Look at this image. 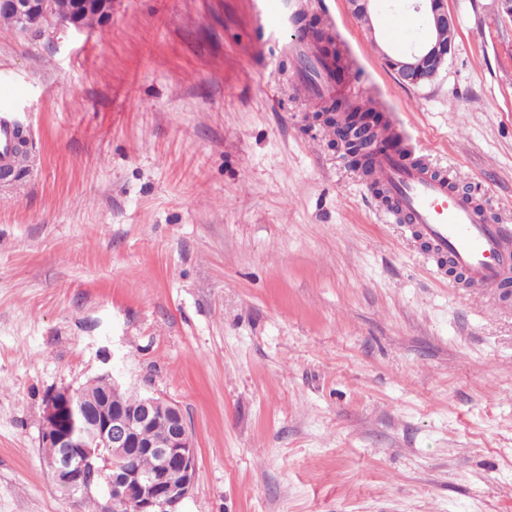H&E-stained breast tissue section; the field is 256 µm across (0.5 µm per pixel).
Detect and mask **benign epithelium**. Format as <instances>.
I'll return each mask as SVG.
<instances>
[{"instance_id":"obj_1","label":"benign epithelium","mask_w":512,"mask_h":512,"mask_svg":"<svg viewBox=\"0 0 512 512\" xmlns=\"http://www.w3.org/2000/svg\"><path fill=\"white\" fill-rule=\"evenodd\" d=\"M351 13L373 29V0H347ZM413 9L426 23V35L406 49L384 54L386 65L401 82L420 86L433 81L447 63L455 42V20L445 0H412ZM112 14V0H0V20L20 34L44 33L54 28L77 31L99 24ZM318 117L339 129L336 143L351 152L364 153L370 144L374 121L365 116L346 126L345 114L330 107ZM121 384L109 375L73 389L63 387L44 399L40 440L57 448L45 458L51 480L71 496L96 492L101 512H180L194 488L197 453L192 433L180 405L156 395H145L137 407L112 405ZM164 424L151 441L140 432ZM155 457L148 473L136 466L140 449Z\"/></svg>"}]
</instances>
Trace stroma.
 <instances>
[{"label": "stroma", "mask_w": 512, "mask_h": 512, "mask_svg": "<svg viewBox=\"0 0 512 512\" xmlns=\"http://www.w3.org/2000/svg\"><path fill=\"white\" fill-rule=\"evenodd\" d=\"M350 68L305 92L249 0H112L105 24L0 23L30 171L0 182V512H92L39 432L51 390L106 373L183 409L182 512H512V302L436 276L314 113L384 100L430 167L512 225V19L448 0L429 84L383 54L424 36L376 0H296ZM406 18L392 39L390 17Z\"/></svg>", "instance_id": "stroma-1"}]
</instances>
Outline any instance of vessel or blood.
Wrapping results in <instances>:
<instances>
[{
    "label": "vessel or blood",
    "instance_id": "b4317fda",
    "mask_svg": "<svg viewBox=\"0 0 512 512\" xmlns=\"http://www.w3.org/2000/svg\"><path fill=\"white\" fill-rule=\"evenodd\" d=\"M262 25L269 35L289 31L288 0H259ZM15 113H0V167L13 158ZM389 147L377 151L372 177L410 217L409 226L437 276L462 274L466 287L497 289L512 279V226L493 223L486 209L460 195L447 174L417 156L396 127L386 128Z\"/></svg>",
    "mask_w": 512,
    "mask_h": 512
}]
</instances>
